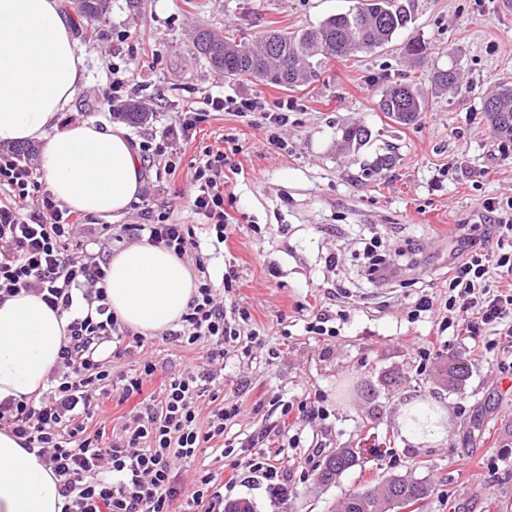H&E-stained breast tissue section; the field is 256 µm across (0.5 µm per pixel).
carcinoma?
Here are the masks:
<instances>
[{"label": "carcinoma", "mask_w": 512, "mask_h": 512, "mask_svg": "<svg viewBox=\"0 0 512 512\" xmlns=\"http://www.w3.org/2000/svg\"><path fill=\"white\" fill-rule=\"evenodd\" d=\"M111 0H80L81 16L96 20L109 12ZM411 22L403 0H358V5L324 18L318 25L295 30L273 31L251 42L225 37L209 27H200L193 38L195 54L217 74L249 77L262 84L292 90L315 81L322 67L332 59L379 48ZM440 88L461 86L460 69L454 65L433 74ZM379 111L392 123L407 126L425 110L426 102L408 83H396L380 94ZM124 118L141 124L148 113L136 103L120 108ZM484 112L494 133L512 138V85L504 83L484 102ZM371 139L364 125L343 129L341 142L359 149ZM363 448H338L323 463L318 482L328 485L365 459ZM432 485L412 475H394L380 487L357 490L342 502V512H400L427 499Z\"/></svg>", "instance_id": "cac0c4a2"}]
</instances>
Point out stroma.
Wrapping results in <instances>:
<instances>
[{
	"mask_svg": "<svg viewBox=\"0 0 512 512\" xmlns=\"http://www.w3.org/2000/svg\"><path fill=\"white\" fill-rule=\"evenodd\" d=\"M356 2L142 0L132 11L127 0H112L110 14L96 23L103 39L91 41L79 33L86 19L72 0H62L85 59V84L69 111L100 126L125 125L139 143L160 137L177 112L208 92L288 105L286 149L269 144L263 113H212L181 146L176 173L144 166L151 196L111 221L117 230L169 211L175 221L194 225L213 282L235 267L238 286L226 304L249 311L243 330L258 331L261 344L224 363L223 388L241 404L232 434L242 439L268 431L270 454L283 470H296L313 430L303 431L302 447H289L288 427L271 400L317 390L329 413L331 448L370 451L335 483L324 486L311 476L277 497L255 477L226 485L225 501L249 500L256 512H336L348 493L410 473L434 488L421 512H512V371H502L497 353L477 356L458 341L453 354L436 355L426 373H417V346L435 336L436 326L429 313L412 315L423 290L447 291L463 249L458 225L486 224L485 200L512 199V140L492 132L483 109L500 83H512V11L503 10L502 0H410L412 21L391 43L332 60L318 80L294 90L218 77L192 52L200 26L248 41L272 29L317 25ZM139 33L153 51L132 59L129 38ZM415 38L427 46L424 58L405 51ZM119 55L138 70L131 97L150 112L146 123H124L102 98L107 66ZM453 62L463 70L461 87H437L434 71ZM400 82L427 101L408 126L390 123L377 106L381 91ZM359 124L371 130L370 142L343 148V129ZM224 137L239 148L237 172L224 191L242 221L217 248L191 211L187 183L201 147ZM386 153L394 165L370 172ZM375 240L390 255L417 246L419 268L381 287L369 283ZM319 313L330 316L336 337L307 333ZM198 356L149 337L115 359L114 368L130 373L150 359L170 377L198 364ZM459 362L465 366L460 380ZM410 396L446 403L450 428L443 442L414 446L399 434L392 414Z\"/></svg>",
	"mask_w": 512,
	"mask_h": 512,
	"instance_id": "1",
	"label": "stroma"
}]
</instances>
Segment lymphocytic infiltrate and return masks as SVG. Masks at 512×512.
<instances>
[{
	"label": "lymphocytic infiltrate",
	"instance_id": "1",
	"mask_svg": "<svg viewBox=\"0 0 512 512\" xmlns=\"http://www.w3.org/2000/svg\"><path fill=\"white\" fill-rule=\"evenodd\" d=\"M214 112L264 113L271 145L284 148L278 130L288 124L287 111L269 112L259 98L205 94L201 106L180 112L160 139L140 145L145 161H160L175 173L178 146L195 139L200 123ZM191 209L224 243L237 219L228 211L224 181L236 164L226 147L205 146L192 166ZM497 217L486 237L465 235L466 247L455 266L444 302L446 316L438 332L452 331L461 339L478 341L480 349L501 354V366L512 370V218L502 215L495 200L485 202ZM126 238L185 258L197 248L193 225L174 222L159 212L152 223L126 224ZM496 253L485 251L487 238ZM196 292L181 316L178 329L166 340L184 349H202L199 365L170 377L160 391L144 392L157 371L155 362L141 361L135 373H114L112 346L140 348L144 338L125 327L108 301V263L102 249L84 236L70 208L40 181L34 155L0 153V303L20 292L38 295L52 310L69 313L74 304L86 309L71 317L60 352V364L42 397L8 396L0 400V430L35 452L59 479L61 512H224L223 480L215 472L199 471L184 483L182 465L195 459L212 442H219L234 477L243 472L277 479L279 468L261 449L269 440L260 432L238 442L228 438L240 415L237 400L224 395L219 379L225 357L250 352L257 334L242 335L239 324L247 310L226 308L224 296L237 286V274L227 270L222 288L206 275L203 258ZM501 282L491 285V271ZM493 338L482 339L485 330ZM139 395L134 415L116 431L93 428L102 405Z\"/></svg>",
	"mask_w": 512,
	"mask_h": 512
}]
</instances>
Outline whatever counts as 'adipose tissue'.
I'll use <instances>...</instances> for the list:
<instances>
[{"instance_id": "adipose-tissue-1", "label": "adipose tissue", "mask_w": 512, "mask_h": 512, "mask_svg": "<svg viewBox=\"0 0 512 512\" xmlns=\"http://www.w3.org/2000/svg\"><path fill=\"white\" fill-rule=\"evenodd\" d=\"M84 72L61 0H0V145L40 143V167L57 200L86 215L118 217L141 193L139 149L119 126L61 125ZM195 288L184 261L159 247L135 243L109 262L112 310L144 336L173 329ZM69 320L31 293L0 303V399L42 394ZM449 419L444 404L416 397L398 405L393 424L420 445L443 441ZM58 489L51 469L0 432V512H60Z\"/></svg>"}]
</instances>
